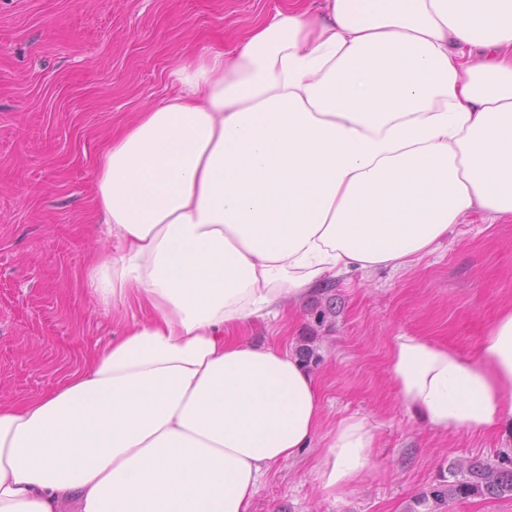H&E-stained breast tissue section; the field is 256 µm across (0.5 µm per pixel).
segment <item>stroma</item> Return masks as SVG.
<instances>
[{"mask_svg":"<svg viewBox=\"0 0 512 512\" xmlns=\"http://www.w3.org/2000/svg\"><path fill=\"white\" fill-rule=\"evenodd\" d=\"M282 0H0V402L49 393L120 335L85 284L96 159L114 129L168 94L178 62L231 48ZM512 303V222L467 217L406 269L327 279L288 318L240 334L291 347L315 374L327 422L380 425L378 479L318 493L316 449L265 472L251 512H512V498L416 506L455 460L512 451L498 432L443 434L411 419L387 376L394 336L475 357Z\"/></svg>","mask_w":512,"mask_h":512,"instance_id":"35a3bbf8","label":"stroma"}]
</instances>
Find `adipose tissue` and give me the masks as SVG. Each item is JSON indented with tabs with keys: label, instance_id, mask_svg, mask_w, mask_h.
Instances as JSON below:
<instances>
[{
	"label": "adipose tissue",
	"instance_id": "ef3b65f1",
	"mask_svg": "<svg viewBox=\"0 0 512 512\" xmlns=\"http://www.w3.org/2000/svg\"><path fill=\"white\" fill-rule=\"evenodd\" d=\"M173 75L96 163L85 282L142 316L0 404V512H249L317 437L312 479L344 500L377 475V422L324 428L316 377L240 328L325 275L406 267L466 215L512 221V0H284ZM388 373L433 430L512 431V307L473 358L395 336Z\"/></svg>",
	"mask_w": 512,
	"mask_h": 512
}]
</instances>
